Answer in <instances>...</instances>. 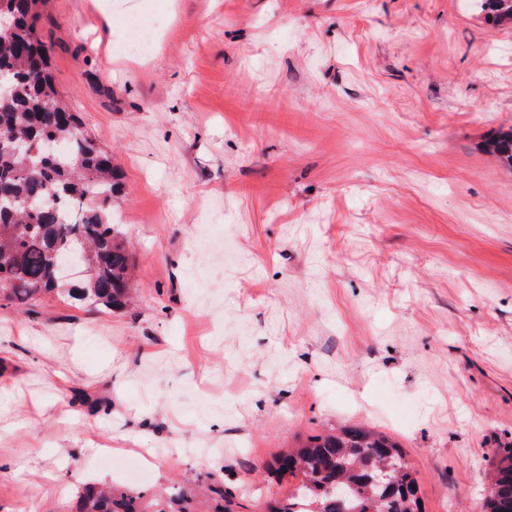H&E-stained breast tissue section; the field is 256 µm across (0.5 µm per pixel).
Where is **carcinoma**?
Instances as JSON below:
<instances>
[{"label": "carcinoma", "instance_id": "1", "mask_svg": "<svg viewBox=\"0 0 512 512\" xmlns=\"http://www.w3.org/2000/svg\"><path fill=\"white\" fill-rule=\"evenodd\" d=\"M42 0H0V14L14 20L0 36V73L13 90L0 95V139L23 138L35 145L45 137L61 141L53 155L0 150V295L19 306L49 292L86 306L123 309L130 299L133 255L112 214L121 193L112 156L84 132L79 118L62 113V99L49 71L48 49L36 20ZM489 22L512 21V0H483ZM485 149L512 168V130L488 139ZM72 240L88 246L89 274L76 283L51 277L57 254ZM268 471L297 480L267 512H423L418 483L400 444L368 427H342L276 456ZM216 495L210 512H237L235 496L210 475ZM342 486L338 500L328 488ZM201 481L174 482L150 494L85 483L72 512H200L193 503ZM483 512H512V449L492 476Z\"/></svg>", "mask_w": 512, "mask_h": 512}]
</instances>
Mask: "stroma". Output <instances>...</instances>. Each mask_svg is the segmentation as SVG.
<instances>
[{
    "instance_id": "obj_1",
    "label": "stroma",
    "mask_w": 512,
    "mask_h": 512,
    "mask_svg": "<svg viewBox=\"0 0 512 512\" xmlns=\"http://www.w3.org/2000/svg\"><path fill=\"white\" fill-rule=\"evenodd\" d=\"M168 25L144 56L135 27ZM70 111L112 155L120 312L0 299V512L215 473L366 423L424 512H481L512 446V26L476 0H46ZM485 149L495 154L507 166L512 168V130L500 132L488 139L484 144Z\"/></svg>"
}]
</instances>
